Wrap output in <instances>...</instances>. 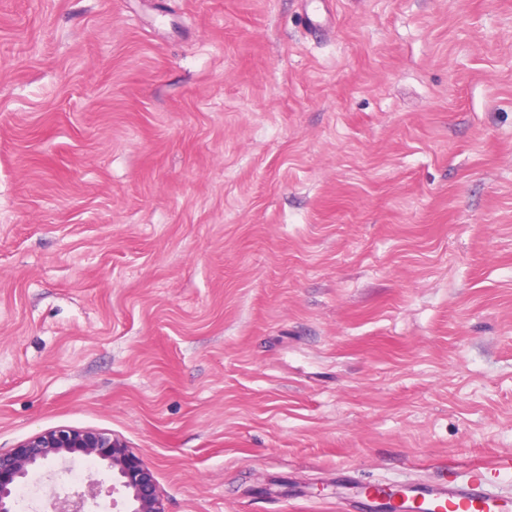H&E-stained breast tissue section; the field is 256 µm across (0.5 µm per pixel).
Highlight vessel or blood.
I'll use <instances>...</instances> for the list:
<instances>
[{"mask_svg": "<svg viewBox=\"0 0 512 512\" xmlns=\"http://www.w3.org/2000/svg\"><path fill=\"white\" fill-rule=\"evenodd\" d=\"M512 470V458H499L488 464L469 467L466 477L456 475V465H449V477L427 482H405L375 486L372 497H358L360 512L390 504L394 494H401L411 512H512V500L493 493L485 479L486 470Z\"/></svg>", "mask_w": 512, "mask_h": 512, "instance_id": "b4317fda", "label": "vessel or blood"}]
</instances>
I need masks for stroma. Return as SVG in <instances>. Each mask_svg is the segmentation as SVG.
I'll use <instances>...</instances> for the list:
<instances>
[{"label": "stroma", "instance_id": "1", "mask_svg": "<svg viewBox=\"0 0 512 512\" xmlns=\"http://www.w3.org/2000/svg\"><path fill=\"white\" fill-rule=\"evenodd\" d=\"M59 426L166 512L512 456V0H0V452Z\"/></svg>", "mask_w": 512, "mask_h": 512}]
</instances>
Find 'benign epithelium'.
<instances>
[{"instance_id": "obj_1", "label": "benign epithelium", "mask_w": 512, "mask_h": 512, "mask_svg": "<svg viewBox=\"0 0 512 512\" xmlns=\"http://www.w3.org/2000/svg\"><path fill=\"white\" fill-rule=\"evenodd\" d=\"M81 455L106 464L115 474L112 493H124L128 512H165L152 470L126 444L98 429L56 427L37 433L8 453H0V512H13L14 492L31 468ZM100 493L95 480L82 491L60 496L51 492V512H89L87 504Z\"/></svg>"}]
</instances>
